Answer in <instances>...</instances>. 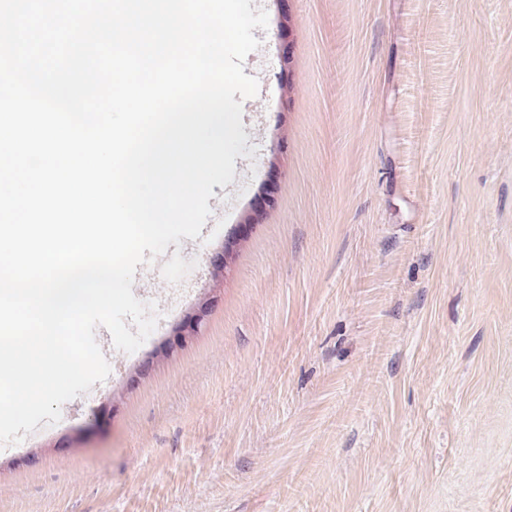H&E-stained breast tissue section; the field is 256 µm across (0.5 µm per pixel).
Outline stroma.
<instances>
[{
  "label": "stroma",
  "mask_w": 512,
  "mask_h": 512,
  "mask_svg": "<svg viewBox=\"0 0 512 512\" xmlns=\"http://www.w3.org/2000/svg\"><path fill=\"white\" fill-rule=\"evenodd\" d=\"M251 5L260 160L0 512H512V0Z\"/></svg>",
  "instance_id": "1"
}]
</instances>
